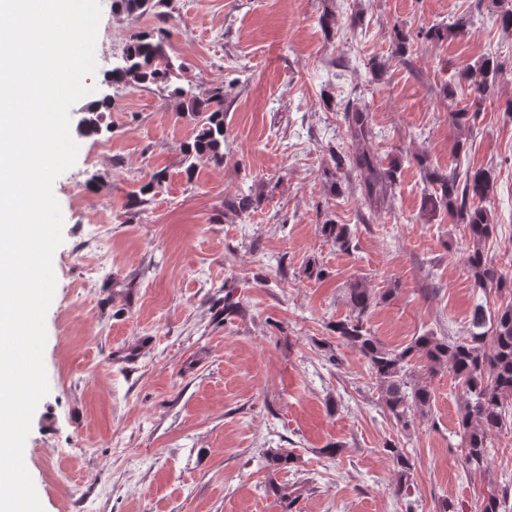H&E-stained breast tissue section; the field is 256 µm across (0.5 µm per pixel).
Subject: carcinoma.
Returning a JSON list of instances; mask_svg holds the SVG:
<instances>
[{
  "label": "carcinoma",
  "instance_id": "obj_1",
  "mask_svg": "<svg viewBox=\"0 0 512 512\" xmlns=\"http://www.w3.org/2000/svg\"><path fill=\"white\" fill-rule=\"evenodd\" d=\"M171 0H116V6L128 16L139 17L154 12L162 25L139 30L129 36L122 54L113 64L107 82L122 89H140L154 85L159 92L178 101L179 114L193 126L192 140L182 148L185 172L192 175L197 162L206 161L214 166L224 165V83L206 92L178 85L184 66L175 64L166 51L171 37L168 11ZM470 18L461 15L449 26H433L426 33L428 39L442 40L448 29L462 34L468 32ZM502 75L501 64L494 58L485 59L478 70L463 76L464 89L473 103L491 98L492 91ZM111 101L103 98L90 108L85 116L86 133L97 134L101 129L103 110ZM481 108L466 105L453 113L458 126L470 127L478 119ZM344 120L356 150L345 157L332 152L336 167L348 162L356 175L358 191L363 204L371 209L384 208L392 186L397 180L398 167L383 168L366 143L374 137L369 112L364 105L355 103L345 108ZM426 181L432 191L424 198L423 212L448 213L457 223L468 228L472 241L466 262L474 279V287L482 291L495 290L509 296V301L491 313L481 303L475 305L469 335L451 341L430 333L415 337L404 347H388L364 328L363 318L374 304L375 297L361 281L350 284L346 301L352 316L336 322V338L357 349L366 360L371 376L380 390L381 401L389 417L404 427L409 424L413 410L430 406L432 393L427 384L413 380L415 361L425 359L431 370L445 366L461 383L468 394L459 427L462 442V467L477 472L485 467L488 453V434L506 424L512 416V278L498 272L482 249L483 242L492 233L490 213L484 205L493 186L490 171L486 169H453L439 171L420 162ZM165 175L160 170L150 175L147 183L128 198V209L144 211L151 199L147 195L162 185ZM320 232L344 252L353 250V235L346 224L327 220ZM386 452L392 459L398 476V489L409 486L415 462L401 445L391 444ZM480 512H512V500L507 494L494 491L485 497Z\"/></svg>",
  "mask_w": 512,
  "mask_h": 512
}]
</instances>
